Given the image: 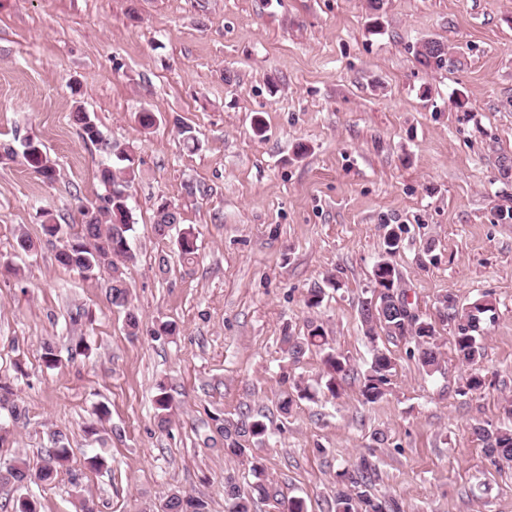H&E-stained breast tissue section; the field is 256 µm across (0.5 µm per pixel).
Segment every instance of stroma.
<instances>
[{"label":"stroma","mask_w":512,"mask_h":512,"mask_svg":"<svg viewBox=\"0 0 512 512\" xmlns=\"http://www.w3.org/2000/svg\"><path fill=\"white\" fill-rule=\"evenodd\" d=\"M427 39L447 45L443 67L417 60ZM79 108L136 156L135 259L123 269L135 336L107 274L59 265L61 243L42 228L48 213L77 225L79 206L104 193L112 159L80 138ZM144 109L158 115L147 131ZM29 136L60 176L48 184L21 160L0 162V381L21 411L15 421L0 408V468L39 462L64 435L67 471L24 491L40 512H78L83 498L95 512H160L174 490L224 512L225 475L244 488L252 476L216 424L258 414L268 432L255 455L308 512H330L337 471L363 456L377 465L375 493L404 512H512V467H490L472 433L512 425V0H384L377 14L370 0H0V145ZM165 201L197 237L193 264L155 231ZM397 225L394 263L437 324L444 362L431 376L404 342L369 344L360 321ZM21 233L26 254L13 248ZM315 286L325 296L311 309ZM446 294L495 304L476 365L454 354ZM311 320L349 360L335 398L320 352L292 362L280 349ZM165 322L174 335H159ZM375 345L395 370L390 393L367 404L359 378ZM474 370L486 389L458 395ZM296 382L317 396L282 414ZM96 453L107 464L88 469ZM24 492L2 486L0 504Z\"/></svg>","instance_id":"1"}]
</instances>
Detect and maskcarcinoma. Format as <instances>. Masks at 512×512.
Returning a JSON list of instances; mask_svg holds the SVG:
<instances>
[{
	"instance_id": "cac0c4a2",
	"label": "carcinoma",
	"mask_w": 512,
	"mask_h": 512,
	"mask_svg": "<svg viewBox=\"0 0 512 512\" xmlns=\"http://www.w3.org/2000/svg\"><path fill=\"white\" fill-rule=\"evenodd\" d=\"M421 64L441 65L445 60V46L437 41L428 40L417 50ZM83 142L97 146L112 156L115 166H104L99 170V179L105 189L100 203L90 209L79 207L84 223L78 231L70 233L64 225L47 219L44 232L51 238H65L62 248L57 252L58 263L85 276L100 273L109 275V299L113 306L126 309L125 325L129 335L135 336L139 330V318L129 309L130 291L123 272L115 262L121 258L127 262L134 259L130 247L131 233L136 218L129 205L130 183L135 178L134 158L127 146L107 139L101 130L95 114L78 108L72 115ZM22 150L17 153L4 148L3 157L13 158L19 154L23 162L45 183L57 180L58 169L55 161L42 148L38 140L24 138ZM180 223V213L155 215V231L165 237L172 226ZM179 258L187 263L194 261L198 247L192 229H184L177 236ZM384 255L380 262L387 266V272L400 276L392 262V257L401 247V239L389 230L383 239ZM398 306L391 311L382 308L383 300L366 297L361 300L359 315L364 327L365 337L373 344V353L364 375L360 389L367 403H376L389 392L395 364L392 358L376 346L378 332L391 339H403L408 345L407 352L417 357L421 367L427 373L441 369L442 357L437 343L436 323L427 320L411 307L407 300V291L397 297ZM444 309L441 320H452L455 324L453 350L458 360L472 364L483 355V325L495 319V304L488 296H483L466 306H458L456 299L444 295L439 299ZM315 349L323 352L325 388L334 397L339 394L337 378H345L348 372V359L330 347L323 327L314 321L307 324L306 332L293 336L286 334L281 340V350L286 358L296 362L306 352ZM155 409L159 423L169 422L172 400L164 387H159L155 398ZM224 436V454L242 458L250 463L253 482L249 489L243 490L233 476L224 477V496L226 512H251L254 498L275 500V506L287 507L288 512H308L306 502L301 497H291L287 501L277 500L278 491L269 481L263 465L252 455L250 444L261 442L266 436L267 427L259 419L243 420L238 424H226L218 427ZM477 439L484 445L485 457L490 466L499 468L512 462V428L500 427L494 430L483 426L473 428ZM53 447L45 450L40 464L33 467L25 458H20L5 473H0V482L23 488L28 483L51 484L58 474L66 470L69 451L58 434L52 439ZM377 476L376 465L368 458H362L351 468H345L336 474L339 488L334 497L335 512H403L401 505L394 499H381L371 492L372 483ZM167 512H206L207 505L200 499L184 495L178 491L167 494L164 500Z\"/></svg>"
}]
</instances>
